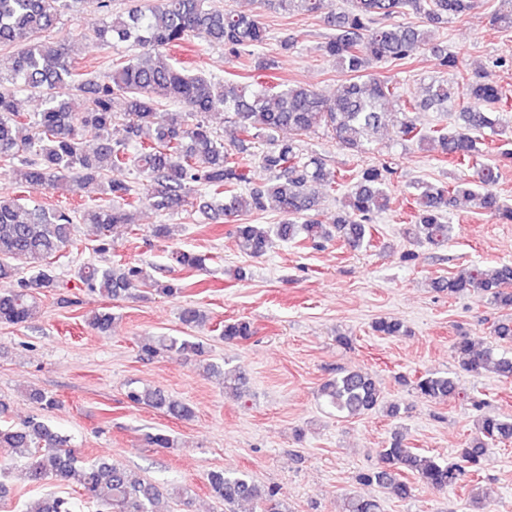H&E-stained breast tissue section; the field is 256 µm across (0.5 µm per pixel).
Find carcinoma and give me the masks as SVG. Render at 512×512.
I'll return each instance as SVG.
<instances>
[{"label":"carcinoma","instance_id":"carcinoma-1","mask_svg":"<svg viewBox=\"0 0 512 512\" xmlns=\"http://www.w3.org/2000/svg\"><path fill=\"white\" fill-rule=\"evenodd\" d=\"M206 0H151L125 14L115 15L94 29L102 44L127 42L141 53L112 64L100 76L85 78L72 66L78 46L42 38L63 11L77 0H0V163L9 167L18 194L0 195V279L11 278L19 265L31 275L17 288L0 290V323L22 325L34 315L37 295L60 284L50 259L73 243L76 224H90L99 236V250H107L109 233L116 224L135 223L134 211L146 204L158 212L184 206L183 183L200 182L207 199L200 211L211 220L232 225L242 250L251 257L264 255L272 239L320 245L337 240L351 251L372 246V222L389 206L391 168L370 166L353 175L344 200V211L335 221L324 224L317 218L319 200L336 191L339 182L328 171L321 157L303 153L294 139H283L288 130L306 135L323 126L341 147L356 152L370 150L372 138L434 143L442 157L471 166L472 173L454 186L436 187L418 182L410 192L412 217L419 240L442 245L453 236L454 225L445 214L457 199L476 202L478 208L496 220L512 223V208L504 206L494 192L498 168L477 162L478 135L499 134L496 113L507 107L508 97L497 82L476 72L458 85L444 78H432L420 98H404L399 83L373 72L379 64L403 60L429 44L428 30L392 22L396 14L410 10L423 16L429 25L444 24L448 17L462 14L474 0H347L348 7L337 12L329 0H260L268 10L324 13L323 23L334 33L321 45V52L349 78L336 86L331 97L304 85L278 84L268 80L273 63L263 57L255 60L254 73L245 83L215 80L202 74L191 75L169 62V52L194 38L222 46L233 57L262 45L266 29L259 18L235 10L206 8ZM437 65L445 72L459 71V56L446 48H432ZM68 85L74 97L58 99L47 91ZM25 91L44 97L40 112L19 110L16 94ZM121 95L127 103L124 112L128 137L112 139L117 113L112 100ZM464 99L453 128L439 126L421 132L410 113L416 110L449 112ZM392 99L401 101L402 118L389 130L380 112ZM168 102L178 106L162 108ZM224 112L235 125L243 144L261 138L266 149L255 156V163L269 173V179L249 188L250 166L224 145L210 125L209 116ZM148 133V140L130 148L129 139ZM134 168L144 182L126 179L124 172ZM71 177L80 179L89 203L79 209L62 207L31 208L20 193L38 187L59 190ZM272 202L283 219L278 224H245L239 217L262 211ZM170 259L183 268H199L204 258L190 251L174 250ZM77 278L83 288L111 300L125 296L129 289L145 287L163 297L182 293L175 282L145 277L141 267L132 264L101 266L84 263ZM433 288L448 295L467 292L486 294L501 309L512 311V263L492 267L473 266L433 281ZM180 321L196 327L204 314L195 306L180 310ZM116 316L109 310L89 318L92 328L109 330ZM373 330L380 336L406 333L403 322L381 319ZM497 347H480L468 336L459 337L453 350L460 367L474 375L492 373L512 379V317L495 325ZM256 334L245 319L224 322L221 335L227 343H241ZM177 350L188 360L205 355L204 345L188 337L161 336L140 343L141 354L153 357L165 350ZM208 377L226 391L241 396L246 375L224 371L216 363L206 365ZM413 389L423 399L445 403L460 396L456 381L446 373L426 372L413 381ZM322 403L336 417L347 419L368 415L379 409L397 417L401 407L384 402L382 388L370 375L342 371L319 388ZM28 399L38 414L11 424H0V447L13 448L28 459L27 478L39 483L47 478L60 485H76L87 504L103 512H160L161 488L134 472L107 460L81 464L78 449L42 420L57 405V399L40 389H31ZM127 399L178 419L193 416L191 406L161 389L132 387ZM473 434L456 450L459 463L448 465L406 446L396 435L379 454L373 469L356 476L358 483L376 486L398 500L414 495L416 486L443 491L467 482L479 472L490 445L512 441V418L484 412L473 423ZM211 497L224 503V512H235L242 502H256L264 512H288L278 491L261 487L240 470L216 469L207 474ZM379 502L361 495H348L342 512H379ZM34 512H74V503L64 497L49 496Z\"/></svg>","mask_w":512,"mask_h":512}]
</instances>
